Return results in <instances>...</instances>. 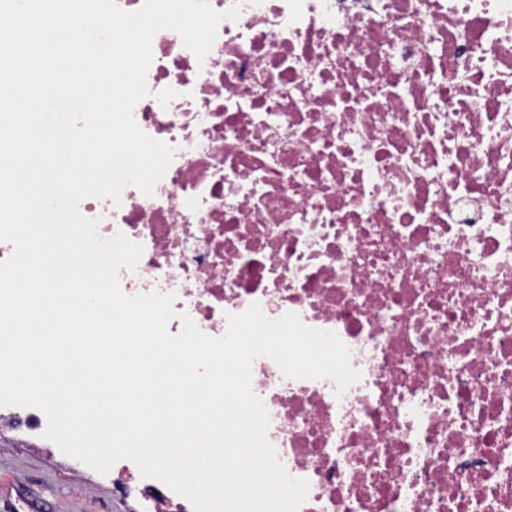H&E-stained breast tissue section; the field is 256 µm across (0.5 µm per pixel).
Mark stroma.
<instances>
[{
    "mask_svg": "<svg viewBox=\"0 0 512 512\" xmlns=\"http://www.w3.org/2000/svg\"><path fill=\"white\" fill-rule=\"evenodd\" d=\"M0 512H134L136 502L54 448L32 447L23 430L0 433Z\"/></svg>",
    "mask_w": 512,
    "mask_h": 512,
    "instance_id": "35a3bbf8",
    "label": "stroma"
}]
</instances>
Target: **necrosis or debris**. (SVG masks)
<instances>
[{
	"label": "necrosis or debris",
	"mask_w": 512,
	"mask_h": 512,
	"mask_svg": "<svg viewBox=\"0 0 512 512\" xmlns=\"http://www.w3.org/2000/svg\"><path fill=\"white\" fill-rule=\"evenodd\" d=\"M210 3L242 11L205 61L153 39L133 115L175 149L153 196L80 204L144 247L123 292L176 293L212 337L257 302L350 348L341 394L253 363L299 512H512V0Z\"/></svg>",
	"instance_id": "4bbe7bcc"
}]
</instances>
